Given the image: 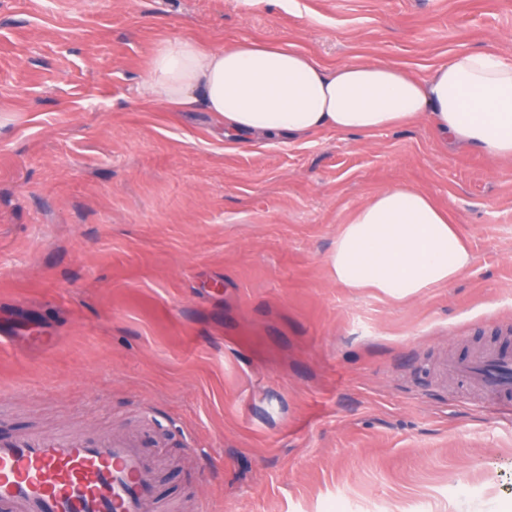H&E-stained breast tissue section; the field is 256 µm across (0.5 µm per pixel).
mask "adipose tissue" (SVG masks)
Wrapping results in <instances>:
<instances>
[{
	"label": "adipose tissue",
	"instance_id": "adipose-tissue-1",
	"mask_svg": "<svg viewBox=\"0 0 512 512\" xmlns=\"http://www.w3.org/2000/svg\"><path fill=\"white\" fill-rule=\"evenodd\" d=\"M142 91L181 112L217 113L242 137L367 136L423 118L450 142L512 159V60L490 51L459 49L420 78L387 62L329 67L292 42L183 37L156 46ZM471 262L448 212L398 186L372 194L340 225L329 269L340 286L403 300L448 284Z\"/></svg>",
	"mask_w": 512,
	"mask_h": 512
}]
</instances>
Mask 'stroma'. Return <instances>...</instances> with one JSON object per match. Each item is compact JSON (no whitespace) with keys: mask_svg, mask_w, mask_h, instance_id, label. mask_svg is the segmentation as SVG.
I'll use <instances>...</instances> for the list:
<instances>
[{"mask_svg":"<svg viewBox=\"0 0 512 512\" xmlns=\"http://www.w3.org/2000/svg\"><path fill=\"white\" fill-rule=\"evenodd\" d=\"M185 36L423 77L463 46L512 58V0H0V428L136 434L180 512H512V406L445 369L512 344V162L424 119L236 142L142 99ZM394 186L473 255L411 300L329 271Z\"/></svg>","mask_w":512,"mask_h":512,"instance_id":"stroma-1","label":"stroma"}]
</instances>
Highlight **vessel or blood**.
<instances>
[{"mask_svg": "<svg viewBox=\"0 0 512 512\" xmlns=\"http://www.w3.org/2000/svg\"><path fill=\"white\" fill-rule=\"evenodd\" d=\"M490 402L512 394V351L493 348L455 366ZM155 468L137 437L0 433V512H161Z\"/></svg>", "mask_w": 512, "mask_h": 512, "instance_id": "1", "label": "vessel or blood"}]
</instances>
